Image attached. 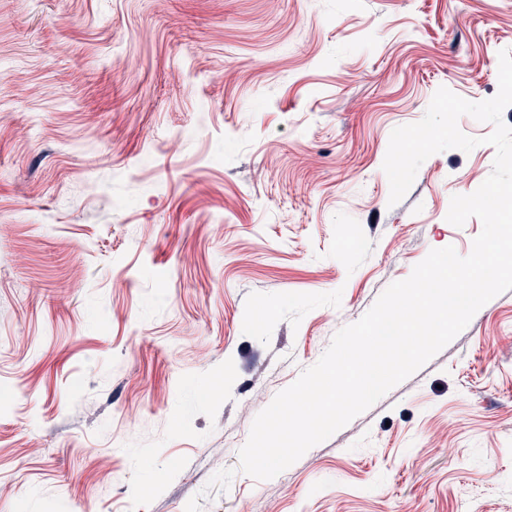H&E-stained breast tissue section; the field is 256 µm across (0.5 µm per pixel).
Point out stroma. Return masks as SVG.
<instances>
[{
  "mask_svg": "<svg viewBox=\"0 0 512 512\" xmlns=\"http://www.w3.org/2000/svg\"><path fill=\"white\" fill-rule=\"evenodd\" d=\"M512 0H0V512H512V290L269 480L257 414L430 250L494 147Z\"/></svg>",
  "mask_w": 512,
  "mask_h": 512,
  "instance_id": "1",
  "label": "stroma"
}]
</instances>
